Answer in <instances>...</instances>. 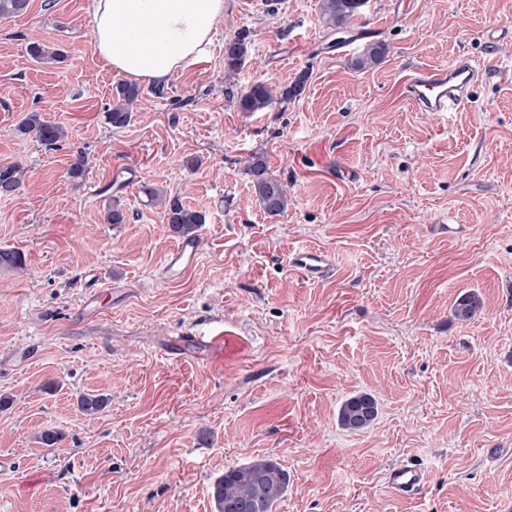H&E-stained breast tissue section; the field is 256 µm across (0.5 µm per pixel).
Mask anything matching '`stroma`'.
I'll use <instances>...</instances> for the list:
<instances>
[{
  "mask_svg": "<svg viewBox=\"0 0 512 512\" xmlns=\"http://www.w3.org/2000/svg\"><path fill=\"white\" fill-rule=\"evenodd\" d=\"M319 3L225 0L207 53L141 85L121 128L93 0L0 18V161L26 171L0 195V249L25 264L0 267V512H216L214 482L264 457L289 476L275 512H512V0H365L348 36L389 52L362 70ZM32 37L63 62H34ZM459 57L497 64L468 107L409 102L403 75ZM302 73L299 99L238 111L254 82ZM31 112L66 140L21 134ZM254 152L288 186L284 217L252 192ZM144 181L206 217L180 277ZM113 203L125 223H104ZM306 247L334 272L303 278ZM467 293L481 307L460 321ZM358 392L378 416L351 432L338 411ZM406 462L422 483L399 495L386 474ZM247 38L246 33H241L225 45L224 73L228 78L234 77L244 64L248 53ZM290 264L308 280L321 278L332 272L334 267L330 255L314 249L296 251L290 259Z\"/></svg>",
  "mask_w": 512,
  "mask_h": 512,
  "instance_id": "stroma-1",
  "label": "stroma"
}]
</instances>
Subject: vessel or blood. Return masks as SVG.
<instances>
[{
    "mask_svg": "<svg viewBox=\"0 0 512 512\" xmlns=\"http://www.w3.org/2000/svg\"><path fill=\"white\" fill-rule=\"evenodd\" d=\"M478 76L479 71L471 61L460 58L445 67L413 72L404 82V92L408 100L425 111L453 112L467 104ZM200 249V239L182 240L168 256V272L173 275L183 272L193 264ZM290 263L309 280L321 278L333 270L331 256L314 249L296 251ZM421 481L420 471L411 464L395 467L387 474L389 487L399 494L417 490Z\"/></svg>",
    "mask_w": 512,
    "mask_h": 512,
    "instance_id": "b4317fda",
    "label": "vessel or blood"
}]
</instances>
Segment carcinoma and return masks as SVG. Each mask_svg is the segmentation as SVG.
Instances as JSON below:
<instances>
[{
	"label": "carcinoma",
	"mask_w": 512,
	"mask_h": 512,
	"mask_svg": "<svg viewBox=\"0 0 512 512\" xmlns=\"http://www.w3.org/2000/svg\"><path fill=\"white\" fill-rule=\"evenodd\" d=\"M364 6V0H321L320 10L326 26L341 33L352 24L354 17ZM29 7V0H0V18L16 17ZM241 33L226 43L224 48V73L235 76L244 64L248 53L246 39ZM27 53L38 63H57L61 54L50 51L38 40L27 44ZM388 53L387 45L381 41L366 44L355 66L364 69L380 64ZM305 77H298L283 87H273L265 82H256L237 97L241 112H262L274 102L287 103L300 96ZM140 88L124 83L117 87L112 108L106 112V120L116 128L129 123L131 107L138 100ZM18 131L34 134L44 145L53 147L66 137V130L51 124L37 112L29 113L19 124ZM245 173L264 212L270 217H281L288 210V189L269 170L267 158L258 153L249 157ZM25 171L17 163H0V191L7 194L20 187ZM140 193L147 201L164 211L170 232L179 237H193L205 215L184 204L179 197L171 196L153 183L141 184ZM481 301L474 294L459 298L453 308L455 317L469 320L480 308ZM106 404L103 397L84 394L80 408L87 414L101 411ZM378 414L376 399L367 393H359L346 399L339 408L338 419L342 427L350 431H361L369 427ZM288 486V473L269 458L256 459L249 463L231 467L224 471L212 488L217 512H273L275 504L283 497Z\"/></svg>",
	"instance_id": "1"
}]
</instances>
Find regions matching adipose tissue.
I'll list each match as a JSON object with an SVG mask.
<instances>
[{
	"mask_svg": "<svg viewBox=\"0 0 512 512\" xmlns=\"http://www.w3.org/2000/svg\"><path fill=\"white\" fill-rule=\"evenodd\" d=\"M225 0H94L97 55L136 83H168L209 45Z\"/></svg>",
	"mask_w": 512,
	"mask_h": 512,
	"instance_id": "ef3b65f1",
	"label": "adipose tissue"
}]
</instances>
